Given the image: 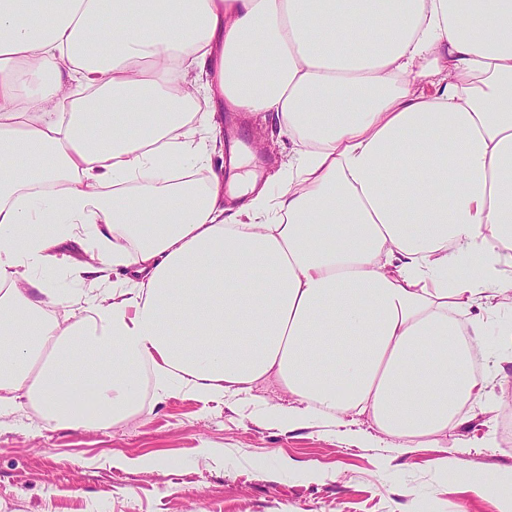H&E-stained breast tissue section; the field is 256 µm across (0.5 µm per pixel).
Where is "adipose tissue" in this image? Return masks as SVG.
<instances>
[{
  "label": "adipose tissue",
  "instance_id": "ef3b65f1",
  "mask_svg": "<svg viewBox=\"0 0 512 512\" xmlns=\"http://www.w3.org/2000/svg\"><path fill=\"white\" fill-rule=\"evenodd\" d=\"M224 110L288 140L275 181ZM491 321L512 364V0H0V412L273 375L276 424L437 446Z\"/></svg>",
  "mask_w": 512,
  "mask_h": 512
}]
</instances>
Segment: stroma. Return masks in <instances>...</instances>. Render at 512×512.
Wrapping results in <instances>:
<instances>
[{
	"label": "stroma",
	"instance_id": "obj_1",
	"mask_svg": "<svg viewBox=\"0 0 512 512\" xmlns=\"http://www.w3.org/2000/svg\"><path fill=\"white\" fill-rule=\"evenodd\" d=\"M234 134L263 142L259 174L281 163L260 117ZM484 343L493 412L466 413L439 448L393 447L365 418L272 425L268 408L296 406L273 378L220 402L148 394L106 430L48 428L22 403L0 418V512H499L470 484L512 466V364L497 368L495 328Z\"/></svg>",
	"mask_w": 512,
	"mask_h": 512
}]
</instances>
